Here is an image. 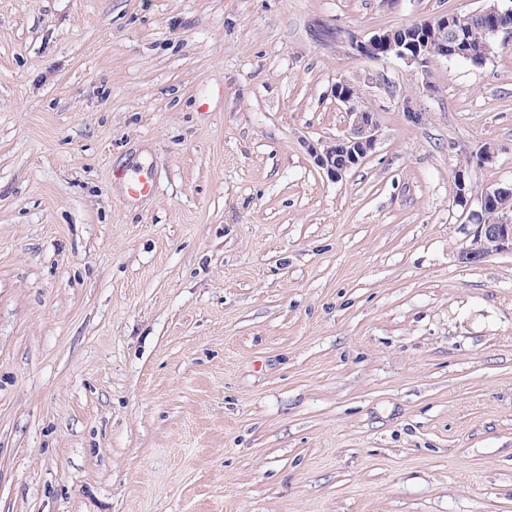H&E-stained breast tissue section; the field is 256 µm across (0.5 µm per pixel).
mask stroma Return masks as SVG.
I'll list each match as a JSON object with an SVG mask.
<instances>
[{
  "instance_id": "obj_1",
  "label": "stroma",
  "mask_w": 512,
  "mask_h": 512,
  "mask_svg": "<svg viewBox=\"0 0 512 512\" xmlns=\"http://www.w3.org/2000/svg\"><path fill=\"white\" fill-rule=\"evenodd\" d=\"M483 4L0 0V512H512V254L452 195L512 185V36L321 35ZM485 5L477 10L467 14H457L452 19V24L448 26V14L439 16L431 20L417 22L413 26L404 27L398 36H393L391 32L396 33L401 27L385 29L375 32L368 38L358 37L350 32H345L339 37L340 41L346 42L352 52L364 59L378 61L390 57L403 61L406 65L412 66L422 73H427L426 52L428 50L429 40L424 37L425 33L433 30L436 26L437 33L444 36L443 51L438 42L431 41L427 52V63L431 57L437 56L443 59V53L448 59L450 57H462L472 65H482L491 51V45L486 44L489 40V31L499 20L496 17H480L475 15H494L505 16L512 14V2L510 0H488ZM475 14V15H472ZM390 31V32H387ZM493 36L496 38L500 33L511 34V29L494 27ZM457 34L461 33L466 37L472 51H478L486 45L485 55L477 60L467 59L471 56L468 44L456 35L454 41L448 50V41ZM445 60V59H443ZM428 66V65H427ZM332 94L336 102L347 107L349 117L347 132L326 144H309L308 148L317 165L331 177H342L362 164L375 150L377 144V113L363 105L358 95H353L348 83H336ZM156 189L154 176L143 168H135L127 176V190L130 196H151Z\"/></svg>"
}]
</instances>
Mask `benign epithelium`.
<instances>
[{
    "instance_id": "obj_1",
    "label": "benign epithelium",
    "mask_w": 512,
    "mask_h": 512,
    "mask_svg": "<svg viewBox=\"0 0 512 512\" xmlns=\"http://www.w3.org/2000/svg\"><path fill=\"white\" fill-rule=\"evenodd\" d=\"M477 15L505 16L512 14V0H486L485 5L475 11ZM435 29L443 36V53L451 57L471 56L468 44L459 36L448 42V15L417 22L401 29L398 36L380 30L367 38L345 32L339 37L352 52L364 59L378 61L390 57L403 61L422 72H427L426 52L429 40L424 37ZM334 99L347 107L349 127L347 132L326 144H310L308 148L317 165L337 179L362 164L375 150L377 144V113L367 109L359 96L352 93L348 83H336L332 90ZM500 194V190L484 189L478 195L481 211L476 214L477 229L469 247L463 252L464 259L477 262L491 255L512 253V210L493 206L489 199Z\"/></svg>"
}]
</instances>
